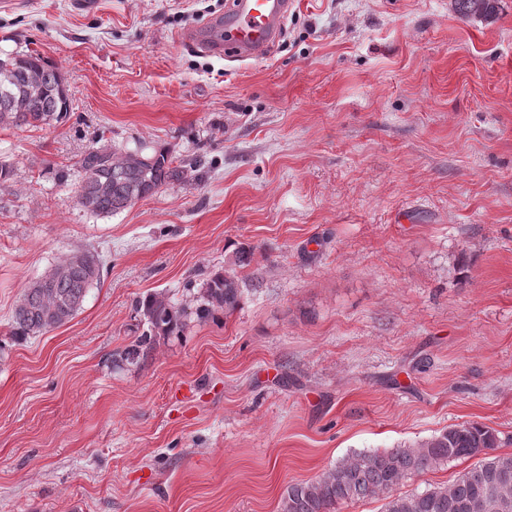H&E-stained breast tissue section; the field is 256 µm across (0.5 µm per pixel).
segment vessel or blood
Returning a JSON list of instances; mask_svg holds the SVG:
<instances>
[{
	"label": "vessel or blood",
	"instance_id": "b4317fda",
	"mask_svg": "<svg viewBox=\"0 0 512 512\" xmlns=\"http://www.w3.org/2000/svg\"><path fill=\"white\" fill-rule=\"evenodd\" d=\"M294 0H229L221 20L208 33L193 29L186 41L203 52L235 58L259 59L280 36Z\"/></svg>",
	"mask_w": 512,
	"mask_h": 512
}]
</instances>
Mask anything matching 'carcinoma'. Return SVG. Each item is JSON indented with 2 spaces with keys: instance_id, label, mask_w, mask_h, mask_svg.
Returning <instances> with one entry per match:
<instances>
[{
  "instance_id": "cac0c4a2",
  "label": "carcinoma",
  "mask_w": 512,
  "mask_h": 512,
  "mask_svg": "<svg viewBox=\"0 0 512 512\" xmlns=\"http://www.w3.org/2000/svg\"><path fill=\"white\" fill-rule=\"evenodd\" d=\"M463 18L487 16L495 0H455ZM12 68L13 98L0 96V107L25 94L30 75L40 78V92L15 112H1L0 120L15 128L38 127L67 117L70 98L63 74L36 53L7 54L0 68ZM78 203L95 215H115L162 187L189 179L192 162L178 164L164 151H121L91 146L78 160ZM102 261L90 250H76L28 283L12 312V335L40 336L55 329L81 310L94 284L100 282ZM188 308L166 291L139 298L135 310L143 322L142 333L115 354L118 367H137L161 338L182 336L188 321L205 322L220 311L229 315L241 300L234 272L217 273L197 289H188ZM496 430L474 422L450 425L418 446L354 451L315 480L288 486L280 512H334L341 505L368 499L384 500L382 512H512V454H500ZM477 459L448 485L398 494L396 488L414 475L442 464Z\"/></svg>"
}]
</instances>
